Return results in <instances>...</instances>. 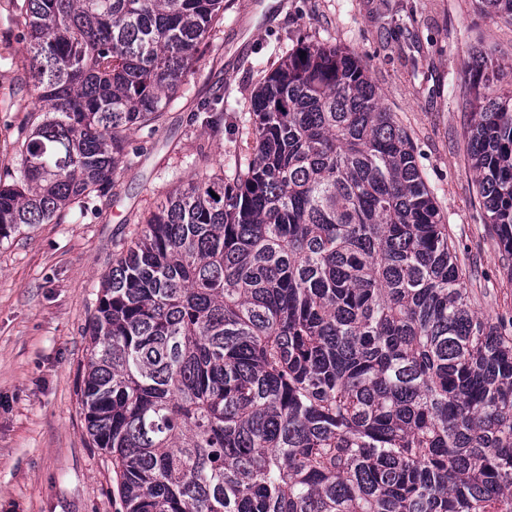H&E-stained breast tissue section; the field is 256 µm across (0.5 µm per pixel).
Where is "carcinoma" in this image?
Masks as SVG:
<instances>
[{
	"mask_svg": "<svg viewBox=\"0 0 512 512\" xmlns=\"http://www.w3.org/2000/svg\"><path fill=\"white\" fill-rule=\"evenodd\" d=\"M41 119L0 240L109 195L224 0H25ZM512 25V0H478ZM468 158L512 275V88L473 62ZM253 157L156 205L112 262L81 409L125 512H512V321L472 307L414 144L354 54L300 43Z\"/></svg>",
	"mask_w": 512,
	"mask_h": 512,
	"instance_id": "obj_1",
	"label": "carcinoma"
}]
</instances>
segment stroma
Instances as JSON below:
<instances>
[{
  "instance_id": "stroma-1",
  "label": "stroma",
  "mask_w": 512,
  "mask_h": 512,
  "mask_svg": "<svg viewBox=\"0 0 512 512\" xmlns=\"http://www.w3.org/2000/svg\"><path fill=\"white\" fill-rule=\"evenodd\" d=\"M24 0H0V163L12 165L35 98L22 85ZM308 37L347 48L411 137L483 316L512 318V280L486 224L466 154L463 94L476 50L512 62V25L475 0H224V21L138 162L111 193L0 242V512H121L112 459L90 447L79 405L84 329L101 282L157 200L202 173L233 177L252 156L244 121L270 65ZM228 103L218 128L207 105Z\"/></svg>"
}]
</instances>
